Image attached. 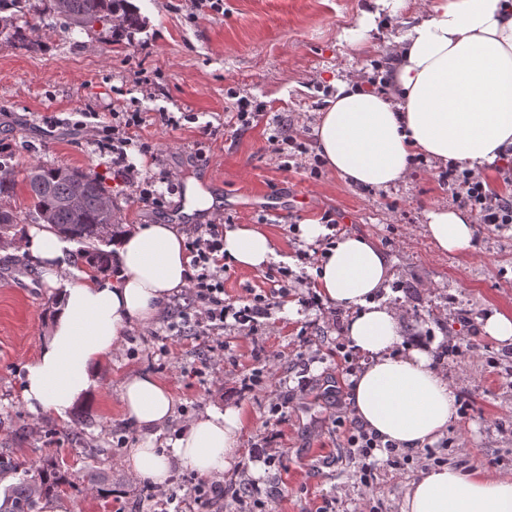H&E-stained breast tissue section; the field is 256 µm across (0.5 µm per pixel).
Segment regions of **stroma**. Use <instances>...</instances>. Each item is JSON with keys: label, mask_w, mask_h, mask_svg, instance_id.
<instances>
[{"label": "stroma", "mask_w": 512, "mask_h": 512, "mask_svg": "<svg viewBox=\"0 0 512 512\" xmlns=\"http://www.w3.org/2000/svg\"><path fill=\"white\" fill-rule=\"evenodd\" d=\"M145 19L133 34L95 24L63 35L58 28L27 30L25 44L0 38V152L11 155L16 176L26 167L66 165L98 175L112 190L122 223L181 225L194 235L203 225L257 224L277 242L275 258L257 271L227 268L224 301L240 308L254 295H273L271 315L251 334L233 326L197 335L188 290L173 294L157 319L129 332L90 399L66 418H33L20 399L24 366L39 353L56 290L28 255H0V450L33 463L29 480L47 458L75 474L59 493L76 512H158L143 484L123 464L124 446L142 434L126 419L124 380L147 372L175 399L174 428L208 407L234 405L246 421L240 453L225 479H256L267 512H316L326 492L336 512H354L361 489L359 463L347 448L355 419L351 356L343 330L349 308L300 292L274 296L288 272H300L299 253H324L325 240L300 236L304 224L335 223L337 232L371 238L394 273L391 305L405 310V345H423L457 392L456 418L441 454L468 472L512 475V344L487 336L489 311L512 315V229L478 225L470 255L440 251L424 226L430 210L448 206L439 168L412 167L389 189L349 186L329 169L319 176L274 156L269 141L284 123L316 129L335 80L364 71L382 77L394 36L410 26L428 0H410L376 27L358 24L375 12L373 0H223L220 11H195L191 0H131ZM263 105L245 129L228 125L234 97ZM142 113L138 169H150L159 205L142 203L118 177L97 128L113 111ZM162 112L185 113L180 127L162 126ZM160 149L151 163L137 146ZM176 179L168 187L164 175ZM213 195L211 213L186 220L179 210L189 179ZM461 346L441 358L446 341ZM224 351H216V343ZM262 375L244 390L245 378ZM289 397L281 419L270 404ZM95 449L88 457L87 449ZM274 457L275 466L265 464ZM105 474L102 484L93 477ZM423 469L418 462L380 461L374 496L381 512H401L404 496Z\"/></svg>", "instance_id": "35a3bbf8"}]
</instances>
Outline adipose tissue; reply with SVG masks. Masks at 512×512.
<instances>
[{
	"label": "adipose tissue",
	"mask_w": 512,
	"mask_h": 512,
	"mask_svg": "<svg viewBox=\"0 0 512 512\" xmlns=\"http://www.w3.org/2000/svg\"><path fill=\"white\" fill-rule=\"evenodd\" d=\"M510 146L512 0H429L400 39L387 92L337 81L317 127L326 166L347 185L378 189L402 182L417 155L479 168ZM426 230L442 251L472 249V219L465 211H432ZM63 248L62 240L36 227L22 243L59 289L48 334L25 365L20 391L36 417H65L89 397L127 333L152 322L190 273L186 237L174 224H138L115 236L117 273L108 279L71 282ZM275 254L274 240L257 226L239 224L224 232L227 266L259 270ZM391 278L375 242L343 234L321 264L317 294L354 310L344 338L362 364L352 379L357 417L382 440L419 448L447 430L456 397L426 350L396 353L403 341L399 312L375 300ZM120 400L126 418L152 438L175 413L171 392L149 373L128 377ZM243 426L239 407L207 409L176 430L167 451L127 448L126 468L134 480L159 490L181 469L221 477L238 456ZM401 512H512V477L440 467L412 483Z\"/></svg>",
	"instance_id": "adipose-tissue-1"
}]
</instances>
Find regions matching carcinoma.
<instances>
[{
	"label": "carcinoma",
	"mask_w": 512,
	"mask_h": 512,
	"mask_svg": "<svg viewBox=\"0 0 512 512\" xmlns=\"http://www.w3.org/2000/svg\"><path fill=\"white\" fill-rule=\"evenodd\" d=\"M29 12L27 0H0V35L26 41L25 29L17 20ZM59 23L63 33L73 27L90 28L93 22L112 23L128 33L139 31L145 21L129 0H50L48 12L25 21L28 27ZM25 186L30 198L31 221L44 223L69 240L94 243L110 242L119 228V219L111 190L101 178L66 165L34 164L26 169ZM15 175L7 157L0 155V198L13 194ZM92 268L104 271L112 264V252L95 247L83 253ZM28 472L25 462L0 453V476ZM39 486L32 487L22 478L12 487L13 512H40L38 499L57 494L72 484L74 474L51 459L38 470Z\"/></svg>",
	"instance_id": "1"
}]
</instances>
